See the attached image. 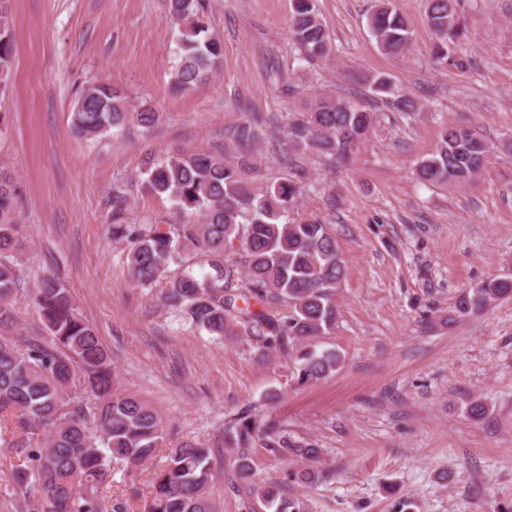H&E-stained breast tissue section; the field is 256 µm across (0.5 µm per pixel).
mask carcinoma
I'll list each match as a JSON object with an SVG mask.
<instances>
[{
  "label": "carcinoma",
  "mask_w": 512,
  "mask_h": 512,
  "mask_svg": "<svg viewBox=\"0 0 512 512\" xmlns=\"http://www.w3.org/2000/svg\"><path fill=\"white\" fill-rule=\"evenodd\" d=\"M458 0H427L426 14L437 41L435 59L466 37ZM178 24L173 85L189 90L219 63L223 47L209 32L202 0H170ZM380 53L408 49L411 26L393 5L378 0L368 20ZM289 35L308 64L331 52L327 25L316 0H291ZM14 33L9 0H0V96L12 81ZM370 94L407 114L415 103L400 94L385 73L366 79ZM124 94L98 82L84 90L72 110V126L97 137L125 124ZM378 122L358 101L316 93L302 117L288 123V155L310 152L331 165L345 161ZM266 119L251 112L225 137L250 153ZM489 143L470 128L447 127L436 149L417 162L427 185L467 184L484 168ZM149 189L165 195L182 220L172 224H128L123 190L112 189V241L124 243L130 280L161 288L163 305L179 320L222 339L246 335L266 350H296L294 375L306 384L336 370L335 352H317L314 341L336 324V289L344 278L339 246L329 225L289 221L302 195L300 182L281 179L252 191L243 167L221 156L169 153L147 159ZM17 180L0 168V454L17 457L11 478L18 494L37 493L35 512H128L127 500L112 495L111 468L122 461L130 472L152 470L142 512H214L210 498L211 449L200 441L165 447L162 418L143 400L114 384L112 363L95 328L81 313L57 275L37 279L33 301L44 336H28L16 301L25 291L22 254L27 230L21 224ZM209 271L199 275L195 267ZM512 297V274L491 278L463 294L456 311L485 309ZM224 441L237 451L241 478H253L252 455L261 448L275 457L317 461L321 449L297 445L288 434L263 428L250 415L224 424ZM264 512H305L284 484H250Z\"/></svg>",
  "instance_id": "1"
}]
</instances>
